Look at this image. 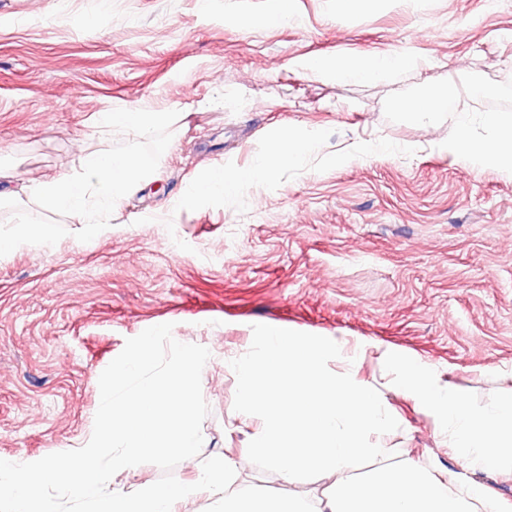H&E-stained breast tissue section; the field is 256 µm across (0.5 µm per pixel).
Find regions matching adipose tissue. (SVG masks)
I'll list each match as a JSON object with an SVG mask.
<instances>
[{
    "label": "adipose tissue",
    "mask_w": 512,
    "mask_h": 512,
    "mask_svg": "<svg viewBox=\"0 0 512 512\" xmlns=\"http://www.w3.org/2000/svg\"><path fill=\"white\" fill-rule=\"evenodd\" d=\"M416 58L394 53L351 57L328 65L321 59L307 61L312 74H326L339 81L374 82L402 70L418 69ZM163 112H113L105 114L103 125L110 134L134 133L144 137L165 121ZM488 125L501 128V138L492 146L471 147L461 130L448 137V148L465 165L493 163L512 170V125L495 113L485 116ZM318 148L314 135H300L286 129L274 141L266 161L246 172H225L215 180L194 184L192 196L208 197L233 194L244 185L263 180L277 166H291ZM73 173L38 183L20 185L29 200L64 214L85 211L88 221L84 233L94 239L112 222L115 205L135 190L148 176L129 151H81ZM389 363L396 369L394 387L409 394L433 414L438 427L446 431L453 447L458 448L462 466L470 472L492 470L512 464V395L501 398L488 411L473 410L465 396L454 387L440 386L434 373L424 364L392 355Z\"/></svg>",
    "instance_id": "obj_1"
}]
</instances>
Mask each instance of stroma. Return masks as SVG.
<instances>
[{
    "instance_id": "stroma-1",
    "label": "stroma",
    "mask_w": 512,
    "mask_h": 512,
    "mask_svg": "<svg viewBox=\"0 0 512 512\" xmlns=\"http://www.w3.org/2000/svg\"><path fill=\"white\" fill-rule=\"evenodd\" d=\"M275 0H0V167L23 182L73 171L76 141L128 149L150 180L124 198L94 245L75 214L11 198L46 246L0 252V458L42 457L92 434L99 376L128 338L169 323L209 349L210 408L199 456L247 448L259 418L233 408L231 360L252 327L343 338L358 378L378 383L398 430L377 442L451 489L477 479L512 505V471L470 476L433 416L388 384L387 354L431 365L440 385L491 408L512 393V174L466 167L448 149L456 121L482 148V115L512 120V0H291L294 22L252 27ZM406 53L426 61L373 83L314 76L311 57ZM470 95L413 121L405 103L449 86ZM150 107L184 120L140 138H109L102 112ZM284 128L316 133L317 152L233 195L188 201L210 171L254 168ZM375 141L389 154L341 161ZM334 481L297 485L255 465L239 487L313 498Z\"/></svg>"
}]
</instances>
